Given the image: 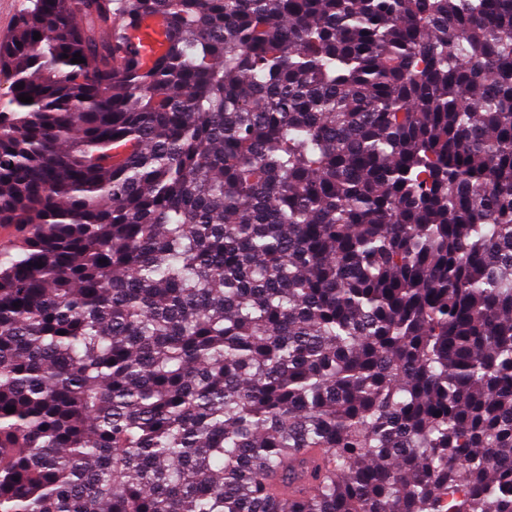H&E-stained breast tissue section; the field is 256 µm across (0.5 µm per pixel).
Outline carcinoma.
I'll return each instance as SVG.
<instances>
[{"label": "carcinoma", "instance_id": "obj_1", "mask_svg": "<svg viewBox=\"0 0 512 512\" xmlns=\"http://www.w3.org/2000/svg\"><path fill=\"white\" fill-rule=\"evenodd\" d=\"M0 73V512H512V0H23Z\"/></svg>", "mask_w": 512, "mask_h": 512}]
</instances>
